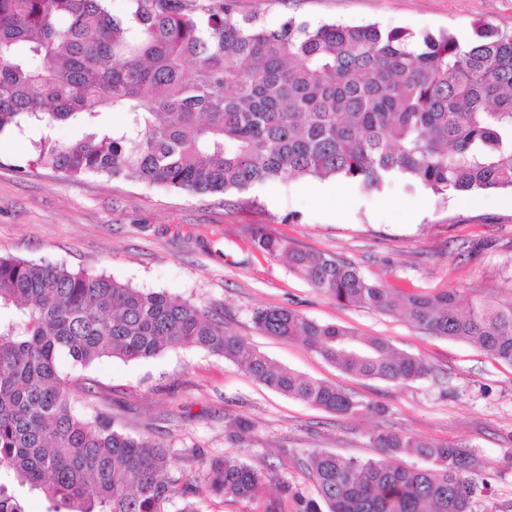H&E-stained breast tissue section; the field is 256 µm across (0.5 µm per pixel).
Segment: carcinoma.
Returning a JSON list of instances; mask_svg holds the SVG:
<instances>
[{"label":"carcinoma","mask_w":512,"mask_h":512,"mask_svg":"<svg viewBox=\"0 0 512 512\" xmlns=\"http://www.w3.org/2000/svg\"><path fill=\"white\" fill-rule=\"evenodd\" d=\"M0 0V134L83 117L84 134L32 142L31 163L66 179H132L198 194L243 191L288 177L343 179L375 191L402 177L435 194L512 188V33L374 24L268 28L235 0ZM108 112L124 121L110 126ZM261 252L341 305L398 314L432 336L473 342L512 366V299L457 292L398 293L358 267L261 232ZM263 334L302 344L345 374L407 384L429 376L420 358L284 307L258 308ZM200 347L265 386L339 416L385 415L335 385L274 365L224 332L212 309L105 275L0 256V471L56 502L54 512H164L191 479L166 476L167 446L112 428L101 411H75L94 387L60 371L104 358H153ZM377 454L313 450L303 461L316 495L298 512H478L465 448L382 428ZM416 457L423 467H405ZM213 494L257 497L264 467L214 457ZM0 512H25L0 483Z\"/></svg>","instance_id":"cac0c4a2"}]
</instances>
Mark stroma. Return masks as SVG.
<instances>
[{"mask_svg":"<svg viewBox=\"0 0 512 512\" xmlns=\"http://www.w3.org/2000/svg\"><path fill=\"white\" fill-rule=\"evenodd\" d=\"M235 8L270 28L292 17L457 35L487 23L512 33V0H235ZM31 151L27 134L0 137V256L63 264L204 304L222 314L227 333L273 362L386 409L377 419L339 417L271 390L201 348L135 362L102 359L83 372L97 385L99 407L114 430L168 444L170 476L195 472L200 459L218 455L267 469L256 499L224 500L199 479L165 512L187 500L201 512H297L294 493H314L303 455L373 456L369 436L378 427L470 448L482 512H512V367L401 317L340 305L253 242L262 227L353 262L389 288L506 299L512 190L437 196L399 179L363 192L341 179L291 177L244 193L197 196L97 175L71 180L49 168L21 171ZM265 307L387 338L432 372L405 385L344 374L301 344L262 334L252 315ZM238 418L250 428L232 441L226 432Z\"/></svg>","mask_w":512,"mask_h":512,"instance_id":"obj_1","label":"stroma"}]
</instances>
